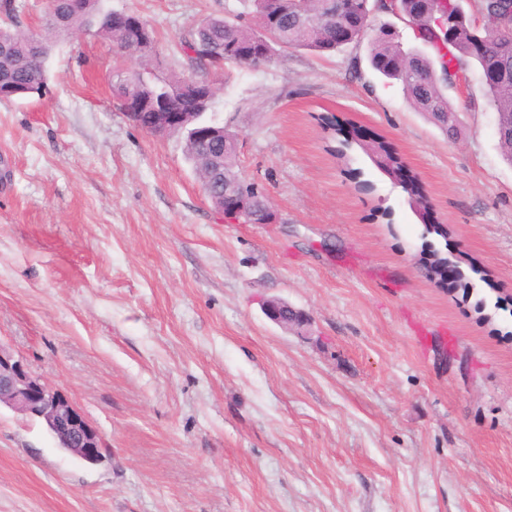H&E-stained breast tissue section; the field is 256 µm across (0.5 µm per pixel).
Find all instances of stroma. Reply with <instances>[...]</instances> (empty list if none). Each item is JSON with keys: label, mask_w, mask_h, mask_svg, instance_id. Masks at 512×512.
<instances>
[{"label": "stroma", "mask_w": 512, "mask_h": 512, "mask_svg": "<svg viewBox=\"0 0 512 512\" xmlns=\"http://www.w3.org/2000/svg\"><path fill=\"white\" fill-rule=\"evenodd\" d=\"M180 42L243 0H107ZM370 38L206 73L207 119L272 224L226 222L182 135L136 127L112 95L133 60L78 32L43 96L0 99V344L63 391L106 449L89 465L0 407V512H512V165L479 70L447 90V137ZM387 142L441 233L319 118ZM458 262L470 296L426 277ZM283 299L305 332L268 320Z\"/></svg>", "instance_id": "obj_1"}]
</instances>
